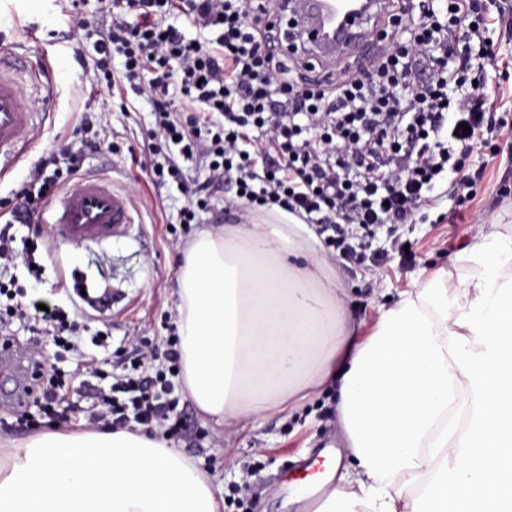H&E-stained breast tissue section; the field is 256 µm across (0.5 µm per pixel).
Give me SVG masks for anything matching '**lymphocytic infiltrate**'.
<instances>
[{"mask_svg": "<svg viewBox=\"0 0 512 512\" xmlns=\"http://www.w3.org/2000/svg\"><path fill=\"white\" fill-rule=\"evenodd\" d=\"M111 15L97 30L94 76L111 84L112 59L121 56L129 90L147 98L155 127L142 134L138 159L155 184L182 182L179 159H201L206 177L189 190L182 224L227 189L215 223L233 210L278 206L315 225L331 260L379 264L366 241L395 234L440 184L456 203L471 200L485 169L465 162L489 142L512 146V127L499 119L500 83L473 68V50L493 59L489 43L493 0H387L377 24L395 43L377 45L369 62L347 61L317 71L304 46L290 39L284 0H100ZM184 17L200 31L187 38L173 24ZM79 148L64 146L34 162L9 200L0 202V269L16 254L6 227L31 224L44 203L72 185L84 151L109 146L105 129L83 120ZM49 323L56 347L41 359L24 390L35 412L27 428L61 421V373L56 366L75 347L77 323L60 307L42 310L15 281L0 280V347L20 350L13 322ZM140 376L99 392L86 424L115 430L138 424L182 433L173 403L163 401L167 374L179 371L176 347L164 366L139 346Z\"/></svg>", "mask_w": 512, "mask_h": 512, "instance_id": "lymphocytic-infiltrate-1", "label": "lymphocytic infiltrate"}]
</instances>
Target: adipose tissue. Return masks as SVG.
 <instances>
[{
  "label": "adipose tissue",
  "mask_w": 512,
  "mask_h": 512,
  "mask_svg": "<svg viewBox=\"0 0 512 512\" xmlns=\"http://www.w3.org/2000/svg\"><path fill=\"white\" fill-rule=\"evenodd\" d=\"M312 225L281 209L195 228L178 270L183 391L228 433L333 390L352 464L317 512H512V232L485 224L372 323ZM159 435L45 430L0 445V512H223Z\"/></svg>",
  "instance_id": "1"
}]
</instances>
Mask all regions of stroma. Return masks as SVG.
Here are the masks:
<instances>
[{"mask_svg":"<svg viewBox=\"0 0 512 512\" xmlns=\"http://www.w3.org/2000/svg\"><path fill=\"white\" fill-rule=\"evenodd\" d=\"M81 16L97 27L108 22L97 0H86L79 8L71 0H0V33L6 44L32 61L45 56L53 62L51 115L38 130L33 156L55 149L60 134L78 128L85 113H94L110 134L112 151L88 154L83 172L108 175L133 200L135 225L127 236L85 247L52 242L37 254L44 270L36 292L43 298L69 305L63 281L67 274L82 278L90 295H109L102 311L86 307L79 313L77 321L84 328L81 350L63 364L72 375L69 402L85 407L91 403L95 373L130 371L125 354L129 337H145L160 358L169 348L183 256L172 233L188 199L176 184L155 186L133 162L132 153L142 148V132L153 125L151 106L143 98L94 82L95 51L77 25ZM481 164L486 175L464 211V222L445 223L455 205L439 196L418 210L416 223L399 229L401 241L409 246L407 256L397 255L379 265L334 263L353 316L372 319L375 300L394 301L422 269L450 265L455 253L471 242L479 222L498 218L504 229L512 228V151L495 157L481 153L467 162L471 168ZM100 331L107 337L97 346L91 338ZM177 412L187 433L172 438V445L208 469L219 488L241 489L253 512H304L287 478L298 474L311 454L340 439L334 407L323 394L293 414L272 415L262 427L229 442L216 435L189 400L180 399Z\"/></svg>","mask_w":512,"mask_h":512,"instance_id":"35a3bbf8","label":"stroma"}]
</instances>
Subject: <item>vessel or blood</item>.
Wrapping results in <instances>:
<instances>
[{"instance_id": "b4317fda", "label": "vessel or blood", "mask_w": 512, "mask_h": 512, "mask_svg": "<svg viewBox=\"0 0 512 512\" xmlns=\"http://www.w3.org/2000/svg\"><path fill=\"white\" fill-rule=\"evenodd\" d=\"M297 21L295 34L315 55L321 69L334 71L337 61L368 54L372 43L362 32L372 14H355L335 33L325 51H318L321 33L316 17L343 10L345 0H290ZM24 59L0 53V175L28 155L36 142L39 115L21 97L18 74L25 70ZM135 222L128 195L113 187L101 175L85 176L59 194L50 206L49 234L62 243L82 246L103 243L128 235Z\"/></svg>"}]
</instances>
